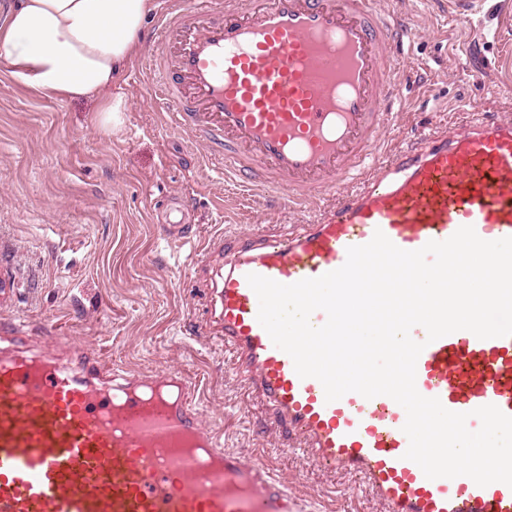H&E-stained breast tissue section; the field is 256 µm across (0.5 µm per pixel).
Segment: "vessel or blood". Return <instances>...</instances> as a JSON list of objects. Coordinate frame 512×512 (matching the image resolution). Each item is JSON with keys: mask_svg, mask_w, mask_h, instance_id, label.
I'll list each match as a JSON object with an SVG mask.
<instances>
[{"mask_svg": "<svg viewBox=\"0 0 512 512\" xmlns=\"http://www.w3.org/2000/svg\"><path fill=\"white\" fill-rule=\"evenodd\" d=\"M405 35L379 0H166L143 67L171 127L206 144L250 196L283 191L313 220L288 236L218 241L213 329L272 424L326 467L361 476L385 512H512V487L427 478L406 459L407 415L392 398L327 401L257 320L247 277L288 285L340 268L382 231L413 251L474 227L512 237V117L478 111L407 146L382 139L401 91ZM178 201L164 238L192 239ZM416 388L449 411L512 416V336L460 330L428 341ZM196 384L140 376L91 353L0 347V512H304L261 460L223 448L203 425Z\"/></svg>", "mask_w": 512, "mask_h": 512, "instance_id": "obj_1", "label": "vessel or blood"}]
</instances>
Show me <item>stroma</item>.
Masks as SVG:
<instances>
[{"instance_id":"35a3bbf8","label":"stroma","mask_w":512,"mask_h":512,"mask_svg":"<svg viewBox=\"0 0 512 512\" xmlns=\"http://www.w3.org/2000/svg\"><path fill=\"white\" fill-rule=\"evenodd\" d=\"M454 2L391 0L411 36L385 141L463 125L478 107L512 114V0H473L466 13ZM117 85L129 110L114 130L96 100L44 97L0 65V280L15 286L0 295V336L73 342L106 367L189 374L201 417L225 447L262 459L310 512H384L358 476L289 449L237 374L232 349L205 329L208 243L256 224L281 233L300 210L226 184L204 145L169 128L143 70L123 69ZM175 196L195 211L186 243L165 239L157 224Z\"/></svg>"}]
</instances>
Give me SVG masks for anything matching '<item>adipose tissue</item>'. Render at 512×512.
Listing matches in <instances>:
<instances>
[{"mask_svg":"<svg viewBox=\"0 0 512 512\" xmlns=\"http://www.w3.org/2000/svg\"><path fill=\"white\" fill-rule=\"evenodd\" d=\"M153 0H16L0 19V58L40 94L98 100L106 122L128 109L118 73L141 52Z\"/></svg>","mask_w":512,"mask_h":512,"instance_id":"obj_1","label":"adipose tissue"}]
</instances>
